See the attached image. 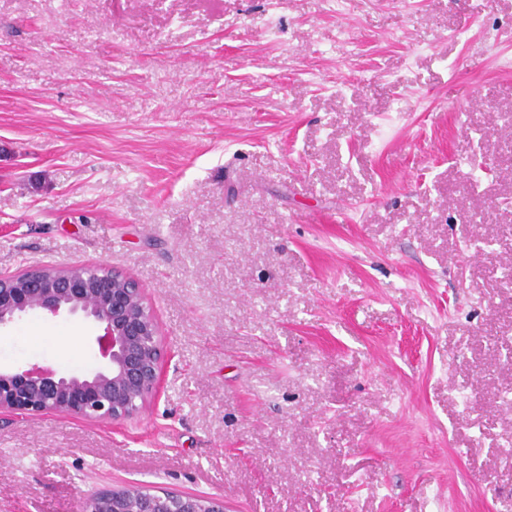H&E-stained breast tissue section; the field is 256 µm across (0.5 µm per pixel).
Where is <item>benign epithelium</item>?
Wrapping results in <instances>:
<instances>
[{
    "mask_svg": "<svg viewBox=\"0 0 512 512\" xmlns=\"http://www.w3.org/2000/svg\"><path fill=\"white\" fill-rule=\"evenodd\" d=\"M66 313L95 322L105 367L62 376L32 364L0 369V414L73 416L92 423L131 418L157 392L166 347L135 280L100 264L32 266L0 273V329L32 314ZM96 512H224L222 502L173 491L111 489Z\"/></svg>",
    "mask_w": 512,
    "mask_h": 512,
    "instance_id": "7a95c632",
    "label": "benign epithelium"
}]
</instances>
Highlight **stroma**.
<instances>
[{"instance_id":"1","label":"stroma","mask_w":512,"mask_h":512,"mask_svg":"<svg viewBox=\"0 0 512 512\" xmlns=\"http://www.w3.org/2000/svg\"><path fill=\"white\" fill-rule=\"evenodd\" d=\"M510 58L512 0H0V272L119 270L168 347L134 418L0 415V512H512ZM103 507L89 509L93 500ZM224 512L222 502L173 491L156 492L150 489H111L97 492L87 501L82 512Z\"/></svg>"}]
</instances>
